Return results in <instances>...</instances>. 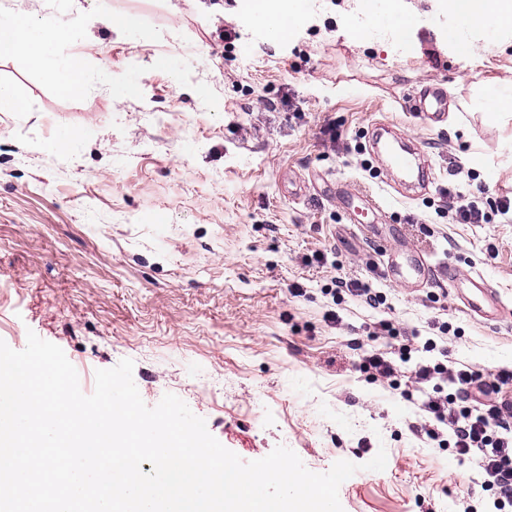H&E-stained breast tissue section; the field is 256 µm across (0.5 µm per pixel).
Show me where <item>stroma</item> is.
<instances>
[{
  "mask_svg": "<svg viewBox=\"0 0 512 512\" xmlns=\"http://www.w3.org/2000/svg\"><path fill=\"white\" fill-rule=\"evenodd\" d=\"M158 28L129 40L92 19L71 50L118 76L144 67L142 98L104 87L56 98L11 59L0 84L22 112H0V340L22 350L28 332L56 344L91 394L95 372L135 363L143 401L181 398L242 460L283 445L307 469L340 460L358 471L339 488L343 512H494L475 460H459L424 427L417 362L466 365L472 398L512 369V221L458 224L449 204L512 198L501 133L465 110L473 88L512 79V34L475 52L447 39L442 0H402L404 42L364 37L350 0H316L287 40L271 42L239 0H108ZM191 64V86L154 69ZM218 96L209 112L194 91ZM442 89L448 114L413 117L410 94ZM433 169L427 192L395 199L367 150L372 121ZM377 197L395 235L365 237L343 191ZM415 251L433 273L407 288L386 273L389 251ZM481 275L507 312L472 314L446 267ZM343 276L381 303L335 290ZM390 324L394 335L380 331ZM447 323L434 351L432 326ZM413 348L384 378L363 368L371 348ZM210 394L196 392L199 383ZM384 471L365 470L378 452Z\"/></svg>",
  "mask_w": 512,
  "mask_h": 512,
  "instance_id": "1",
  "label": "stroma"
}]
</instances>
